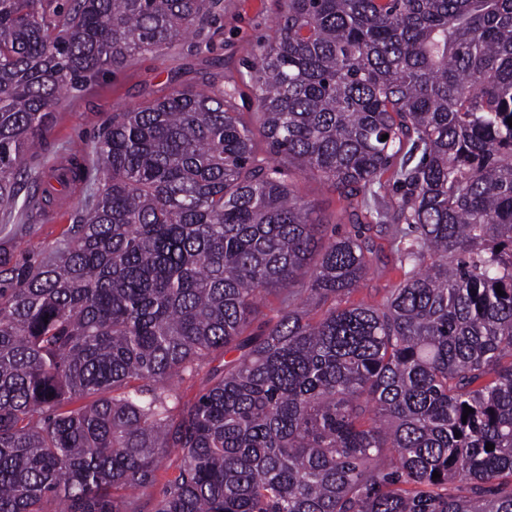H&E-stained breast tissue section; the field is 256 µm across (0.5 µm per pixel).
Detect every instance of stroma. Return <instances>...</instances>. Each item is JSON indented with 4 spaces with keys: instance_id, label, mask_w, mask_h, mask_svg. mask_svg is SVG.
<instances>
[{
    "instance_id": "35a3bbf8",
    "label": "stroma",
    "mask_w": 512,
    "mask_h": 512,
    "mask_svg": "<svg viewBox=\"0 0 512 512\" xmlns=\"http://www.w3.org/2000/svg\"><path fill=\"white\" fill-rule=\"evenodd\" d=\"M275 15V0H224V17L210 29L208 51H198L187 41L166 44L135 56L83 88L66 91L53 111L45 144L34 150L32 166L53 164L85 150L113 113L205 81L218 87L234 81L242 117L254 122L256 100L249 65L257 43L271 34ZM80 215L81 203L75 198L30 227L11 232L14 259L23 262L52 253Z\"/></svg>"
}]
</instances>
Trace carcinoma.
Segmentation results:
<instances>
[{"instance_id": "1", "label": "carcinoma", "mask_w": 512, "mask_h": 512, "mask_svg": "<svg viewBox=\"0 0 512 512\" xmlns=\"http://www.w3.org/2000/svg\"><path fill=\"white\" fill-rule=\"evenodd\" d=\"M222 2L0 0V212L49 206L62 86ZM250 79L254 126L209 83L112 113L53 175L80 223L0 239V512H512V0H278ZM297 187L300 196L315 208L320 217L330 219L337 216L341 204L336 194L326 186L314 180L299 179ZM81 215L79 198L71 199L61 207L54 208L43 219L30 228H19L15 231L14 225L19 224L16 218L4 216L0 212L1 224H7V230L14 229L11 234V248L15 260L23 262L36 257L37 254L49 255L58 246L66 230L71 224H78ZM381 244L384 255H388V259L383 258L382 262L374 264V272L369 276L365 282L362 290L354 295L353 299L359 301L364 299L369 302L379 301L384 292V288H390L393 284L399 281L400 273L391 270L392 258L389 254V244L385 239H378Z\"/></svg>"}]
</instances>
